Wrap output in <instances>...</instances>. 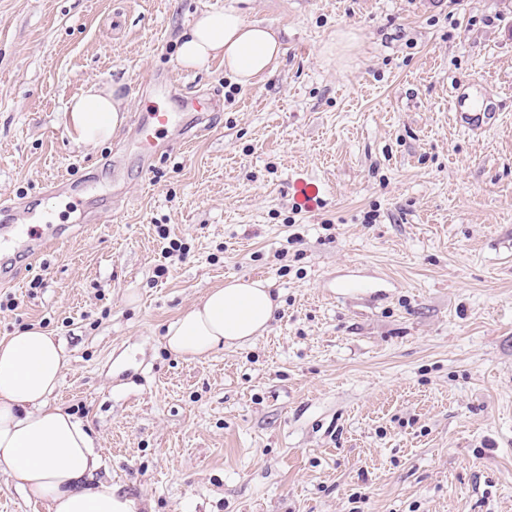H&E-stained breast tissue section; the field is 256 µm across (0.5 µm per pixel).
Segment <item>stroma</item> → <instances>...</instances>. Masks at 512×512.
<instances>
[{
    "instance_id": "stroma-1",
    "label": "stroma",
    "mask_w": 512,
    "mask_h": 512,
    "mask_svg": "<svg viewBox=\"0 0 512 512\" xmlns=\"http://www.w3.org/2000/svg\"><path fill=\"white\" fill-rule=\"evenodd\" d=\"M229 8L284 41L246 86L177 61ZM473 79L484 130L456 118ZM92 84L127 119L85 147L61 114ZM199 91L208 131L112 173L138 110ZM1 199L0 223L48 212L62 240L33 264L0 250V338L58 336L51 400L137 512H512V0H0ZM234 278L269 285L268 329L170 351L166 327Z\"/></svg>"
}]
</instances>
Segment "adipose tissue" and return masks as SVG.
I'll return each instance as SVG.
<instances>
[{
  "label": "adipose tissue",
  "mask_w": 512,
  "mask_h": 512,
  "mask_svg": "<svg viewBox=\"0 0 512 512\" xmlns=\"http://www.w3.org/2000/svg\"><path fill=\"white\" fill-rule=\"evenodd\" d=\"M283 54L276 30L247 21L235 9L202 12L182 36L178 63L200 69L216 58L239 83L272 73ZM114 89L91 86L66 105L61 121L77 143L95 146L126 119ZM276 304L265 283L236 279L210 289L169 325L174 353L200 359L261 335ZM66 366L63 346L38 327L0 339V472L52 512H135L133 500L99 479L102 466L87 426L50 400Z\"/></svg>",
  "instance_id": "obj_1"
}]
</instances>
